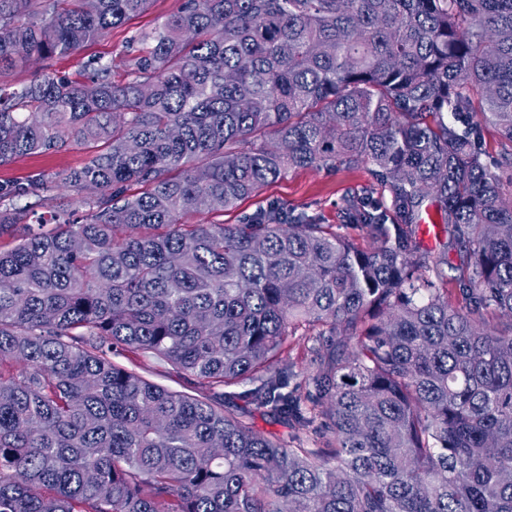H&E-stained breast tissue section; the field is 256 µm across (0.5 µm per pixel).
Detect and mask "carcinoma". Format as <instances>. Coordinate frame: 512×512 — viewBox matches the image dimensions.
<instances>
[{"label": "carcinoma", "instance_id": "cac0c4a2", "mask_svg": "<svg viewBox=\"0 0 512 512\" xmlns=\"http://www.w3.org/2000/svg\"><path fill=\"white\" fill-rule=\"evenodd\" d=\"M150 2L0 0V166L87 155L0 182V512H512V0H181L120 82L11 83ZM359 163L366 243L278 203L185 221ZM84 160L85 153L79 149L53 155L26 156L9 165L0 166V182L25 179L43 171L79 167Z\"/></svg>", "mask_w": 512, "mask_h": 512}]
</instances>
